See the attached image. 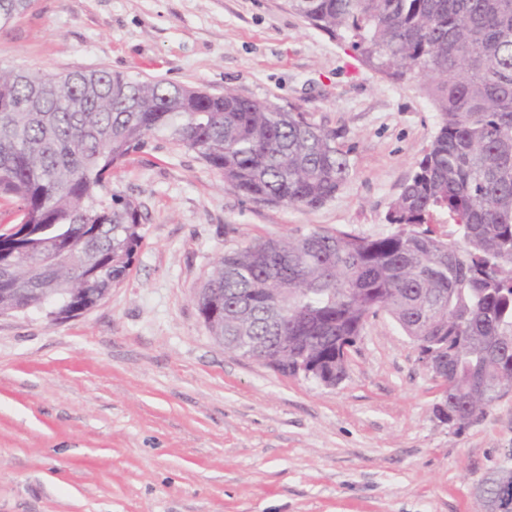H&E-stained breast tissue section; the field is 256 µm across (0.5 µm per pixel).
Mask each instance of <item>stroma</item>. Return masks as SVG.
<instances>
[{
	"instance_id": "1",
	"label": "stroma",
	"mask_w": 512,
	"mask_h": 512,
	"mask_svg": "<svg viewBox=\"0 0 512 512\" xmlns=\"http://www.w3.org/2000/svg\"><path fill=\"white\" fill-rule=\"evenodd\" d=\"M0 67L231 88L350 150L346 185L314 210L229 190L162 136L113 172L143 224L123 282L57 324L0 317V512H484L475 486L512 450V395L457 433L388 315L328 388L225 350L194 301L219 254L253 240L388 233L437 131L417 83L368 69L288 0H32L0 29Z\"/></svg>"
}]
</instances>
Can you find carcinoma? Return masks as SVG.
<instances>
[{
	"label": "carcinoma",
	"instance_id": "carcinoma-1",
	"mask_svg": "<svg viewBox=\"0 0 512 512\" xmlns=\"http://www.w3.org/2000/svg\"><path fill=\"white\" fill-rule=\"evenodd\" d=\"M30 0H0V28ZM395 82L432 100L438 129L377 237L320 228L256 239L218 258L196 291L224 348L243 336L267 366H303L340 382L366 323L384 312L419 361L446 368L434 416L461 432L512 394V0H288ZM195 151L224 186L255 202L316 209L350 174L336 131L303 112L108 71L45 75L0 69V196L17 201L0 230V310H38L53 293L78 310L127 275L140 206L108 194L112 171L156 135ZM444 210L445 240L431 224ZM288 337V345L278 337ZM500 512L512 484L485 478Z\"/></svg>",
	"mask_w": 512,
	"mask_h": 512
}]
</instances>
